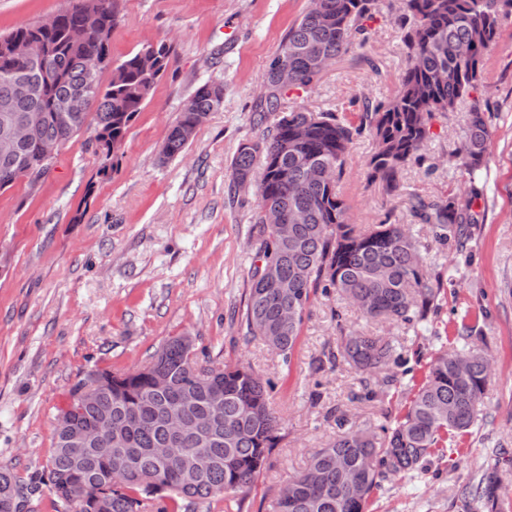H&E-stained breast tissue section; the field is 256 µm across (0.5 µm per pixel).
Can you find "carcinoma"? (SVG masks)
<instances>
[{
	"instance_id": "carcinoma-1",
	"label": "carcinoma",
	"mask_w": 512,
	"mask_h": 512,
	"mask_svg": "<svg viewBox=\"0 0 512 512\" xmlns=\"http://www.w3.org/2000/svg\"><path fill=\"white\" fill-rule=\"evenodd\" d=\"M382 0H309L298 22L288 30L266 67L260 113L281 112L292 88L311 89L322 78L314 64L319 54L333 61L362 51ZM118 0H72L58 12V25H23L0 36V101L17 116L40 112L29 141L14 153H0V184L18 183L27 170L32 191L53 163L42 161L35 144L57 140L67 144L90 133L94 154L110 159L121 150L126 132L151 98L166 72L171 46L147 44L115 62L111 34L118 20ZM96 26L80 42L65 31L88 17ZM512 16V0H402L395 16L405 49V67L397 93L386 101L363 99L360 124L335 112L292 110L257 139L240 144L231 164L236 187L249 178L257 197L252 284L244 313L247 334L261 338L290 367L304 319L317 292L350 300L368 320L389 319L415 326L425 320L441 291V275L419 241L404 224H379L359 230L350 223L338 184L354 140L365 134L373 144L368 177L388 196L400 193L401 173L422 158L437 112H453L467 103L456 156L470 176L463 197L427 201L409 197L412 216L429 227L441 247L461 248L468 229L479 221L473 201L481 194L476 172L484 166L489 138L486 99L470 98L483 80L485 59L495 43L500 22ZM29 38L40 57L21 63L9 53L11 43ZM294 81L274 82L282 59ZM109 74L107 84L101 75ZM88 92L85 111L71 117L73 98ZM223 104V86L206 82L181 110L161 149L168 160L185 151L206 116ZM277 211L283 234L265 221ZM276 268L280 288L263 285L261 272ZM457 353L432 356L421 382L413 384L403 417L380 425L381 435L358 428L341 413L336 440L310 456L306 468L281 491L276 512H367L369 498L381 482L422 468L448 439L474 425L492 366L482 348L468 337ZM332 367L346 364L357 372L372 370L381 378L364 381V398L372 401L408 374L405 352L389 341L350 330L329 352ZM169 376L167 390L152 385V374ZM101 381L95 397L84 404L70 391V428L86 429L102 421L121 454L104 457L95 450L67 447L66 431L54 427L52 448L40 470L24 484L0 468V488L14 503L0 512H26L29 496L47 487L54 512H146L155 498L166 500L158 512H181L183 502L209 505L245 493L267 468L285 438L284 426L271 407L274 383L245 363L217 366L198 361L196 348L182 337L169 338L146 366L134 371L95 370ZM224 390L221 418L212 421L209 391ZM178 407L188 421L206 423L201 433H184L178 443L166 426L169 409ZM208 462L193 473L188 463L198 454ZM498 475L486 472L469 491L468 512H481L493 494Z\"/></svg>"
}]
</instances>
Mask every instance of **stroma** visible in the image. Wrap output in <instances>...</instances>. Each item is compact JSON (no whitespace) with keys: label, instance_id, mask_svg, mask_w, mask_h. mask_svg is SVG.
I'll use <instances>...</instances> for the list:
<instances>
[{"label":"stroma","instance_id":"35a3bbf8","mask_svg":"<svg viewBox=\"0 0 512 512\" xmlns=\"http://www.w3.org/2000/svg\"><path fill=\"white\" fill-rule=\"evenodd\" d=\"M68 0H0V33L38 22ZM308 0H119L114 60L149 42L172 46V62L131 122L110 177L85 137L68 142L36 192L25 183L0 191V467L28 480L52 445L55 419L70 389L95 369L132 371L172 336L194 337L202 358L245 361L277 386L272 406L287 436L246 493L244 503L190 512H274L273 503L311 453L334 440L330 411L374 429L401 415L406 384L374 401L348 366L319 368L340 327L380 336L427 364L455 348L473 327L493 372L470 432L431 456L417 473L391 478L371 495L368 512H464V492L496 469V512H512V17L502 21L485 67L490 137L478 224L466 249L441 250L417 223L408 197L447 200L468 183L453 155L465 106L437 116L423 164L405 166V195L386 196L368 179L372 145L359 138L339 190L361 227L409 225L432 257L444 287L427 321L414 328L369 321L336 295H317L291 368L242 321L251 286L256 209L253 189L232 188L239 145L261 136L275 113L259 115L262 75ZM405 55L391 11L372 25L365 52L342 55L310 92L294 89L284 109L337 112L358 121L354 99L396 94ZM224 87V103L198 128L181 156L159 152L186 100L205 82Z\"/></svg>","mask_w":512,"mask_h":512}]
</instances>
